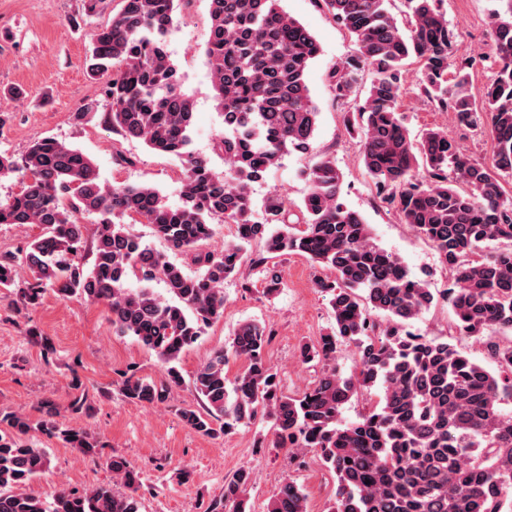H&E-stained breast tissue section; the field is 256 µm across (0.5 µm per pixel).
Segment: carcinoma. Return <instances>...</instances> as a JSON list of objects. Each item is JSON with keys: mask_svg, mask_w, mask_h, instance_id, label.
Instances as JSON below:
<instances>
[{"mask_svg": "<svg viewBox=\"0 0 512 512\" xmlns=\"http://www.w3.org/2000/svg\"><path fill=\"white\" fill-rule=\"evenodd\" d=\"M122 2L112 22L91 34L87 68L108 78L103 118L113 132L184 160L182 205L167 204L148 184L101 181L88 156L54 138L34 141L19 157L0 151V177L20 183L17 193L0 199V224L40 228L22 258L0 259V288L28 304L52 288L63 298L106 305L116 332L155 351L169 383L177 385L182 353L224 314V281L246 260L260 269L270 254H303L335 272L334 280L316 282L329 296L333 323L317 344L299 348L302 363L327 362L322 376L297 396L280 392L266 358L272 330L245 322L231 343L242 370L228 381L227 354L216 350L193 377L202 409L182 410L184 422L212 436L265 415L274 430L270 447L294 454L319 449L336 476L327 512H512V411L503 409L512 402V340L487 341L492 372L446 338L405 330L436 297L426 281L411 278L397 257L371 242L369 224L342 201V173L328 155L304 172L310 190L298 212L273 198L265 221L254 218L252 185L282 155L312 146L318 111L306 72L320 52L314 35L281 0H209L204 54L216 107L224 114V134L216 139L224 158L219 175L188 150L194 105L164 45L185 0ZM321 2L357 46L353 59L328 73L334 98L356 95L361 66L374 73L344 126L360 139L381 202L435 248L461 332L478 338L488 329L512 330V251L490 250L499 241L512 242V200L502 186L512 177V0H497L493 11L487 57L494 73L479 100L465 69L448 72L456 35L440 0H407L405 24L389 12V0ZM412 60L421 65L420 93L436 109L453 113L461 126L487 129L492 167L437 128L411 136L400 108ZM84 215L95 222L82 223ZM215 220L237 225L238 241L203 249ZM131 222L150 225L157 237L190 255L200 272L188 273L153 251L129 231ZM88 241L94 262L85 269L76 257ZM255 242L263 251L251 258L248 247ZM131 277L140 287H125ZM156 280L175 302L155 293ZM350 346L357 371L346 376L336 358ZM123 390L149 404L164 402L168 392L134 376ZM359 398V419L344 423L345 405ZM42 408L37 420L0 411L6 426L0 429V512H139L134 495L109 484L81 493L61 488L50 502L22 491L49 464L47 451L27 438L32 430L97 456L98 444L86 430L59 423L50 402ZM109 466L116 479L135 488L138 474L124 457L112 456ZM251 482L247 470L233 474L207 512H224L227 505L246 512ZM268 512H308L306 497L288 483Z\"/></svg>", "mask_w": 512, "mask_h": 512, "instance_id": "cac0c4a2", "label": "carcinoma"}]
</instances>
